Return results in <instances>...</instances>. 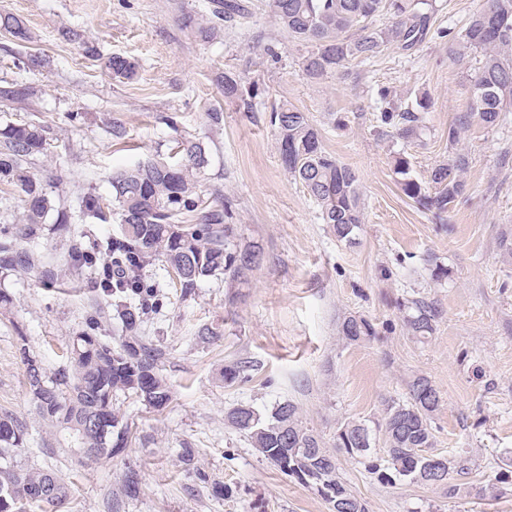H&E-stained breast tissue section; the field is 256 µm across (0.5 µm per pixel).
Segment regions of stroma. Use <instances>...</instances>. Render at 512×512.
<instances>
[{"instance_id":"stroma-1","label":"stroma","mask_w":512,"mask_h":512,"mask_svg":"<svg viewBox=\"0 0 512 512\" xmlns=\"http://www.w3.org/2000/svg\"><path fill=\"white\" fill-rule=\"evenodd\" d=\"M242 2L244 14L204 42L178 16L209 13L212 0H0V14L22 18L30 35L18 42L0 31V86L33 91L27 107L0 111V123L40 122L58 134L55 155L40 172L62 168L58 191L74 235L112 232L79 205L92 193L111 206L113 169L191 140L207 152L202 195H224L234 223L262 254L237 298L215 278L185 298L169 292L141 336L164 352L171 400L161 409L119 400L131 443L84 465L43 448L25 359L49 372L66 364L74 334L107 303L94 286L96 273L87 268L54 287L21 270L0 279L10 299L0 310V412L26 420L30 433L14 464L58 465L71 488L60 512H329L316 489L269 464L225 419L238 404L264 410L287 400L334 451L368 512H512V262L500 247L503 236L512 237V120L462 130L466 192L444 216L407 199L394 172L395 157L406 155L412 176L425 183L447 160L448 128L468 111L481 60L475 52L451 58L447 34L460 31L484 0H436L430 32L414 51L391 47L316 79L303 70L309 46L289 41L268 0ZM86 41L95 56L85 55ZM25 52L46 55L49 67H19ZM115 54L138 60L136 80L113 79L106 62ZM225 73L253 92L252 110L225 97L218 81ZM382 89L400 111L428 94L419 138L381 125ZM282 103L306 112L326 150L355 171L364 222L354 243L330 233L316 203L282 168L269 123L272 105ZM212 107L223 114L220 126L206 121ZM116 118L126 128L118 141ZM437 265L447 277L432 278ZM415 299L438 312L425 339L404 325ZM349 315L366 319L373 336L346 340L340 325ZM205 324L217 335L202 341L196 332ZM239 361L252 362L248 379L225 383V366ZM421 375L443 397L432 423L436 452H469L471 482L497 491L496 499L383 484L337 447L345 422L377 426L387 400L406 399ZM183 448L194 451L191 465L178 457ZM130 467L140 478L132 499L122 491Z\"/></svg>"}]
</instances>
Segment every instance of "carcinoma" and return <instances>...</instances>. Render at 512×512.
Masks as SVG:
<instances>
[{
	"mask_svg": "<svg viewBox=\"0 0 512 512\" xmlns=\"http://www.w3.org/2000/svg\"><path fill=\"white\" fill-rule=\"evenodd\" d=\"M268 6L288 38L313 47L303 61L311 77L337 72L354 60H370L392 45L414 48L426 37L435 10L433 0H269ZM243 11L239 0H216L211 17L187 12L181 14V24L197 37L213 41L222 23ZM382 11L390 14L392 22L379 27L373 18ZM0 30L19 41L28 40L24 21L12 14L0 15ZM454 45L458 58L470 51L482 54L469 86L470 112L485 126L498 124L502 113L512 108V0H485L454 37ZM108 69L115 79L133 81L139 64L131 56L114 55ZM32 95L28 87L8 86L0 90V105L13 110L28 104ZM224 96L239 97L245 109H252V101L240 97L238 81L228 73L224 74ZM428 108L429 98L423 94L411 109H383L380 121L397 128L401 137L413 139L423 129ZM269 122L276 131L283 169L317 203L322 223L336 238L351 240L363 223L355 172L325 149L306 113L282 103L272 107ZM459 138V128L449 127L451 152L448 161L431 171L432 192L411 176L407 157L395 159L403 194L437 216L448 212L465 190L463 174L469 160L456 149ZM51 148L48 127L40 122L0 125V181L18 188L22 209L21 227L0 228V269H24L54 283L66 274L96 266L101 254L118 264L113 272L104 266L98 269L95 288L115 299L113 307L124 333L121 344L114 347L103 341L89 326L73 339L67 366L49 374L36 359L26 358L28 391L35 416L45 428L43 447L61 448L82 463L126 447L129 431L119 427L117 398L132 397L155 409L171 399L160 373L163 351L138 336L148 316L164 305L158 286L144 280L141 270L155 260L162 262L172 274L173 287L186 297L207 278H222L234 288L247 283L260 263V252L242 243L241 228L232 223L231 205L222 194L215 193L211 201L202 198L198 175L208 159L200 143H178L175 160L158 155L113 171L110 216L99 197L85 195L81 200L85 216L103 223L113 216L119 224L115 233L96 243L71 234L65 202L54 193L62 170L48 177L36 173L37 162L50 155ZM51 215L55 234L67 247L60 267L43 264L26 247ZM410 309L408 332L416 338L432 335L435 309L422 300L411 301ZM341 333L357 342L373 335V328L367 320L351 315L341 323ZM441 406L437 387L429 378L418 376L409 384L407 399L387 402L378 425L382 457L372 456L375 437L360 422L341 427L336 447L363 458L365 467L383 483L435 486L448 491V498H459L474 487L450 485L448 479L453 473L469 474L471 458L429 451L435 442L432 419ZM226 418L268 463L315 488L330 512H368L366 502L342 478L334 455L302 425L292 402H280L265 412L240 404L230 408ZM27 435L26 421L7 411L0 413V491H11L9 507H0V512H22L25 504L54 512L69 499L70 487L56 471L13 464V453L24 447ZM45 487L52 488L54 500L42 498L40 491Z\"/></svg>",
	"mask_w": 512,
	"mask_h": 512,
	"instance_id": "carcinoma-1",
	"label": "carcinoma"
}]
</instances>
